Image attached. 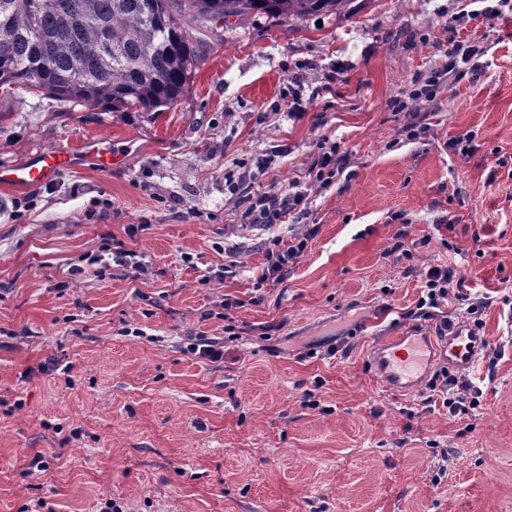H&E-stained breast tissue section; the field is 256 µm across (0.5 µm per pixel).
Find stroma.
I'll use <instances>...</instances> for the list:
<instances>
[{
  "label": "stroma",
  "mask_w": 512,
  "mask_h": 512,
  "mask_svg": "<svg viewBox=\"0 0 512 512\" xmlns=\"http://www.w3.org/2000/svg\"><path fill=\"white\" fill-rule=\"evenodd\" d=\"M496 4L234 21L159 112L0 91V166L77 153L42 186H0V512H512V0L484 17ZM453 39L490 66L448 73L407 138L412 82ZM469 131L476 151L453 153ZM90 137L123 141L122 167L79 155ZM322 141L344 157L326 183ZM295 182L305 208L247 222L253 194ZM312 227L259 284L269 249ZM114 240L140 270L87 264ZM437 264L492 300L481 404L455 417L368 362L404 326L463 321L454 301L418 310ZM202 336L222 359L190 352ZM315 233L316 229L313 228L308 235L299 239L295 245L288 246L286 250L283 249L268 253L267 266L262 273L261 280L263 282L282 280L288 272V263L292 262L293 259L304 252L309 239L314 236Z\"/></svg>",
  "instance_id": "stroma-1"
}]
</instances>
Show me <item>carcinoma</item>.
Masks as SVG:
<instances>
[{"mask_svg":"<svg viewBox=\"0 0 512 512\" xmlns=\"http://www.w3.org/2000/svg\"><path fill=\"white\" fill-rule=\"evenodd\" d=\"M354 0H0V88L155 112L183 97L217 21L347 15Z\"/></svg>","mask_w":512,"mask_h":512,"instance_id":"obj_1","label":"carcinoma"}]
</instances>
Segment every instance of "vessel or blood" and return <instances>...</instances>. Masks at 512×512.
<instances>
[{"instance_id":"1","label":"vessel or blood","mask_w":512,"mask_h":512,"mask_svg":"<svg viewBox=\"0 0 512 512\" xmlns=\"http://www.w3.org/2000/svg\"><path fill=\"white\" fill-rule=\"evenodd\" d=\"M82 151L95 166L109 170L123 163L124 155L115 145L95 139L86 140ZM69 148L56 147L31 161L0 167V185L33 188L72 167ZM489 347V340L473 326L461 322L447 335L435 336L422 326L412 324L374 344L369 361L390 390L410 394L425 382L435 364H443L460 372H472Z\"/></svg>"}]
</instances>
